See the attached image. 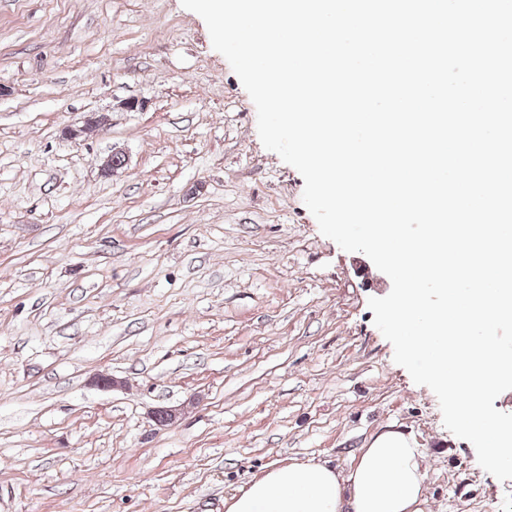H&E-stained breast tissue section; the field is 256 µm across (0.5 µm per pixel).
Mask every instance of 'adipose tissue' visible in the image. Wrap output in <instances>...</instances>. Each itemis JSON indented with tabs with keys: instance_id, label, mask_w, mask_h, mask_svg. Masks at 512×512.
<instances>
[{
	"instance_id": "1",
	"label": "adipose tissue",
	"mask_w": 512,
	"mask_h": 512,
	"mask_svg": "<svg viewBox=\"0 0 512 512\" xmlns=\"http://www.w3.org/2000/svg\"><path fill=\"white\" fill-rule=\"evenodd\" d=\"M427 467L420 449L390 431L345 470L312 459L267 468L224 500L225 512H421Z\"/></svg>"
}]
</instances>
